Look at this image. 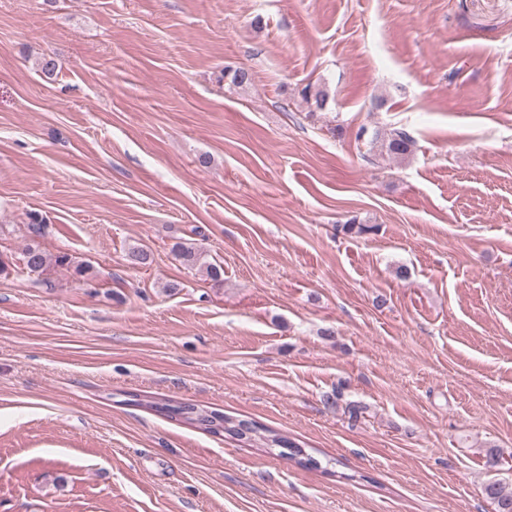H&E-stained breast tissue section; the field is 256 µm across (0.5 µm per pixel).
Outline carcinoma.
Wrapping results in <instances>:
<instances>
[{"instance_id":"cac0c4a2","label":"carcinoma","mask_w":512,"mask_h":512,"mask_svg":"<svg viewBox=\"0 0 512 512\" xmlns=\"http://www.w3.org/2000/svg\"><path fill=\"white\" fill-rule=\"evenodd\" d=\"M413 145L414 139L405 129L394 127L389 132L375 137L370 142V149H376L382 154L386 153L396 158H403L411 153ZM173 250L184 265L190 268L199 267L208 278L216 283L223 281L222 266L207 261L203 251L181 243L175 245ZM23 262L27 269L37 272L52 263L61 266L68 265L71 260L66 254L50 257L40 244L33 240L24 249ZM130 403L144 405L170 419L184 422L207 433L222 434L238 442L251 441L258 431V427L251 421L233 418L221 411L208 410L189 402L151 401L135 395L130 399ZM264 445L278 451L281 456L286 455L297 459V463L303 467H314L313 458L303 457L299 443L274 430L268 431ZM484 493L495 504L496 512H512V488L495 481L484 487Z\"/></svg>"}]
</instances>
